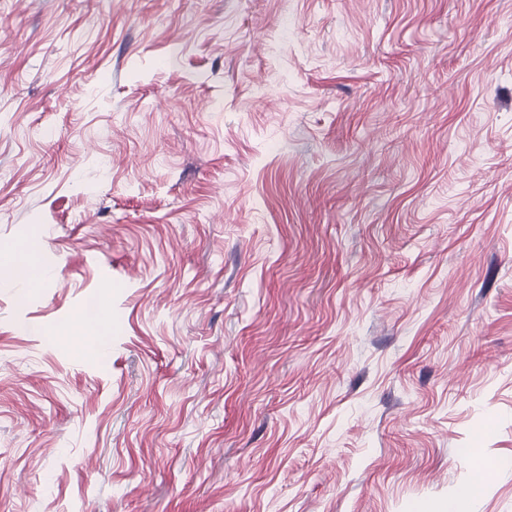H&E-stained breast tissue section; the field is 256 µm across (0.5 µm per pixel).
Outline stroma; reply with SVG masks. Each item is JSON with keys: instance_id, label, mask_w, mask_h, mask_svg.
I'll list each match as a JSON object with an SVG mask.
<instances>
[{"instance_id": "obj_1", "label": "stroma", "mask_w": 512, "mask_h": 512, "mask_svg": "<svg viewBox=\"0 0 512 512\" xmlns=\"http://www.w3.org/2000/svg\"><path fill=\"white\" fill-rule=\"evenodd\" d=\"M1 249L0 512H512V0H0ZM481 488L479 479L472 480L458 488L455 495L446 504L441 505V510L430 512H465L473 499L477 497Z\"/></svg>"}]
</instances>
